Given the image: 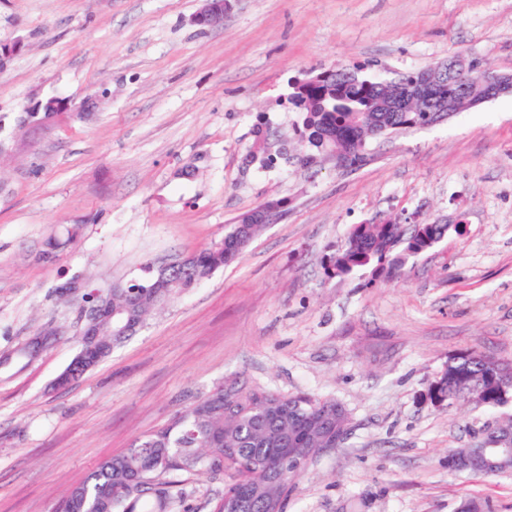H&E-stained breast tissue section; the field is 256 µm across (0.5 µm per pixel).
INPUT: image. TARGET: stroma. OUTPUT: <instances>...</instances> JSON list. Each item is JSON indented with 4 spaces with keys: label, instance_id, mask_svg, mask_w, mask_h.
<instances>
[{
    "label": "stroma",
    "instance_id": "35a3bbf8",
    "mask_svg": "<svg viewBox=\"0 0 512 512\" xmlns=\"http://www.w3.org/2000/svg\"><path fill=\"white\" fill-rule=\"evenodd\" d=\"M202 0H0V356L50 330L37 357L0 366V512H54L101 461L236 378L340 402L339 447L309 460L286 512H512V473L448 470L512 414L425 401L449 356L512 361V94L447 122L371 139L365 162L245 166L257 113L291 132L289 78L364 64L394 78L461 54L512 73V0H235L193 24ZM59 98L57 120L20 123ZM287 199L233 264L176 294L65 389L78 304L57 288L140 277ZM399 218L464 227L400 275L328 277L353 225ZM79 225L75 239L67 231ZM64 245L40 259L47 240ZM169 512H215L224 478L177 473ZM201 9L193 16L192 22L206 28L213 26L224 18V13L232 8L231 0H204Z\"/></svg>",
    "mask_w": 512,
    "mask_h": 512
}]
</instances>
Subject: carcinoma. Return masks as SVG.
<instances>
[{
	"label": "carcinoma",
	"mask_w": 512,
	"mask_h": 512,
	"mask_svg": "<svg viewBox=\"0 0 512 512\" xmlns=\"http://www.w3.org/2000/svg\"><path fill=\"white\" fill-rule=\"evenodd\" d=\"M362 70L359 64L336 66L319 81L289 93L283 105L298 114L294 132L307 144L308 151L303 154H289L288 141L267 121L265 113H257L246 163L271 169L293 160L310 169L334 151L351 166L362 163L367 141L379 130L423 123L437 101L458 95L466 87V77L452 73L447 83L434 91V97L400 107L386 99L385 90L376 81L361 75ZM248 220L239 215L221 241L191 255L182 267L170 269L177 280L171 288L154 287L158 272L152 264H146L141 279L122 282L112 290V309L121 310L128 321L145 325L159 307L160 297L193 288L239 258L263 228ZM452 230L457 226H418L397 219L356 224L342 250L328 257L327 274L344 277L368 269L373 277L383 271L388 276L396 275L416 256L411 240L427 251ZM94 329L97 347L105 358L113 347L128 339L116 324L103 319L96 321ZM473 354L463 377L446 378L428 389L435 405L450 408L479 390L484 405L498 406L499 391L489 384L488 374H512V363L476 349ZM327 405L334 406L336 401L308 394L285 396L249 387L236 379L225 381L169 423L136 439L127 452L102 461L69 492V512H134L140 503L148 505L150 512H167L172 484L168 476L178 472L223 474L228 478L226 496L236 494L237 480L242 476L262 490L266 477L258 463L277 448L293 446L294 435L305 434L311 448L336 447L320 427L300 418L305 411L314 413ZM288 495L289 490L278 489L246 512H265L273 503L279 505V512H285Z\"/></svg>",
	"instance_id": "cac0c4a2"
}]
</instances>
